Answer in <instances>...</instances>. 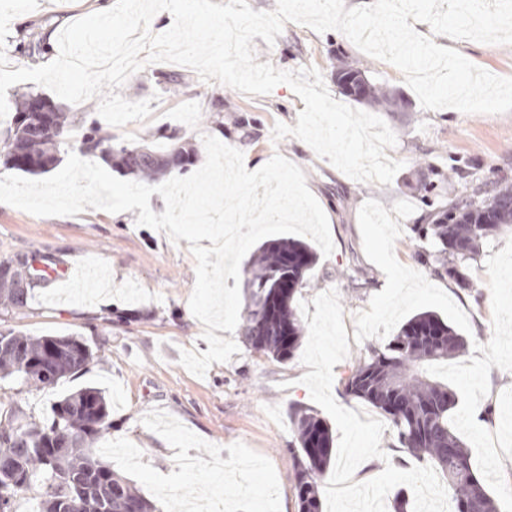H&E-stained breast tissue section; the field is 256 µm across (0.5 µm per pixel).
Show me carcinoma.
<instances>
[{
  "label": "carcinoma",
  "mask_w": 512,
  "mask_h": 512,
  "mask_svg": "<svg viewBox=\"0 0 512 512\" xmlns=\"http://www.w3.org/2000/svg\"><path fill=\"white\" fill-rule=\"evenodd\" d=\"M336 78L351 80L354 91L344 95L356 102L380 105L388 112L405 106L359 69L341 66ZM38 100L43 102L41 111L33 109ZM18 112L15 127L4 139V160L21 172L46 173L57 163L61 147L72 142V123L67 113L38 93L25 97ZM77 148L148 181L176 169L188 170L200 153L177 128L156 132L148 145H134L114 141L95 121L85 128ZM505 228H512L509 185L493 195L476 188L450 200L436 223L416 225L419 237L435 239V272L462 288L469 287L463 264L474 259L483 240ZM34 262L27 255L0 262L1 305H27L43 282ZM315 263L312 248L290 238L264 243L253 254L244 283L248 303L243 315V336L253 350L282 362L299 349L304 326L294 303ZM46 341L45 335L0 331V379L44 390L87 372L89 362L69 354L48 366L41 364ZM464 347L463 336L437 314L418 313L386 344L370 348L369 356L354 366L345 390L383 412L401 447L445 479L454 504L465 500L470 512H499L496 499L474 473L469 449L448 425L454 391L429 373L431 366L458 357ZM111 412L105 391L85 386L55 401L43 422L24 424L18 411L0 415V458L16 462L15 468L0 471V512H14L15 498L22 493L37 497L38 512H154L153 503L99 459L93 448L110 433ZM289 418L298 512H322L319 481L332 460V431L304 407L292 409ZM62 433L72 447L58 453L54 442Z\"/></svg>",
  "instance_id": "carcinoma-1"
}]
</instances>
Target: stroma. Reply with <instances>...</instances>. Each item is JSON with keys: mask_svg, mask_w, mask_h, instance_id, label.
<instances>
[{"mask_svg": "<svg viewBox=\"0 0 512 512\" xmlns=\"http://www.w3.org/2000/svg\"><path fill=\"white\" fill-rule=\"evenodd\" d=\"M96 10L95 0H38L34 11L9 25V70L36 67L42 58L59 54L53 41L43 56L29 57L23 34L30 23L58 33ZM435 42L494 75L512 77V45L443 35ZM253 44L258 62L288 71L318 69L334 99L342 97L335 72L343 63L407 99V107L397 112L373 110L396 136L387 154L402 167L390 184L356 181L295 137L273 140L274 124L296 125L305 108L290 86L246 95L166 62L157 69L192 79L187 94L172 98L154 77L157 69L143 67L120 93L130 101H149L152 114L112 128V135L140 143L174 125L167 113L173 100L193 114L182 127L187 140L198 144L203 136H215L241 150L250 171L277 154L299 166L327 215L334 251L318 256L297 299L308 302L336 290L350 346L333 368L334 399L381 418L379 409L346 395L345 381L371 346L388 341L409 318L424 311L438 314L466 340L458 358L434 369L457 395L448 422L469 448L473 470L500 512H512V230L486 239L467 261L465 288L435 273L429 244L413 231L414 225L431 223L440 206L464 189L512 185V112L423 109L399 69L365 54L336 30L319 33L288 22L274 45L259 37ZM217 98L224 101L223 111H208ZM137 217L134 210L113 214L92 208L74 216L38 217L0 203V260L36 254L53 266L91 267L100 275L79 299L56 298L43 285L27 306L0 307V331L79 334L101 356L83 376L51 389L21 393L15 382L2 379L0 397L19 395L25 417L39 422L69 391L84 385L105 390L112 431L99 441L98 454L153 502L155 512H185L184 493L191 489L207 501L222 496L223 512H298L288 411L314 406L300 382L307 366L297 356L283 364L255 352L236 331L232 338L239 351L229 362L212 364L202 378L187 371L179 362L181 350L209 348L204 327L189 308L195 258L187 240L175 242L165 232L139 226ZM476 403L490 410L479 424L468 417ZM381 447L384 458L363 462L354 481L376 477L389 459L402 470L415 466L393 428L384 430ZM187 453L200 460L198 470L179 467Z\"/></svg>", "mask_w": 512, "mask_h": 512, "instance_id": "stroma-1", "label": "stroma"}]
</instances>
